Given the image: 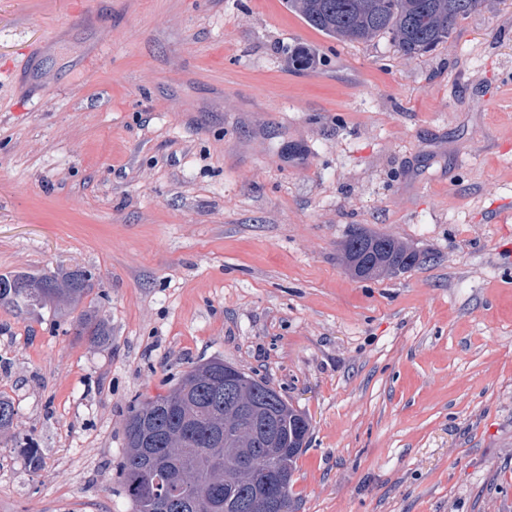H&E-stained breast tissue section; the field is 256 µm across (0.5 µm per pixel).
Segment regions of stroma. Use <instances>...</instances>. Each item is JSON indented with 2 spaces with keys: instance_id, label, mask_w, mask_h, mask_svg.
I'll return each instance as SVG.
<instances>
[{
  "instance_id": "obj_1",
  "label": "stroma",
  "mask_w": 512,
  "mask_h": 512,
  "mask_svg": "<svg viewBox=\"0 0 512 512\" xmlns=\"http://www.w3.org/2000/svg\"><path fill=\"white\" fill-rule=\"evenodd\" d=\"M356 231L423 259L353 278ZM77 269L0 305V512H133L125 418L214 358L308 417L295 512H512V0L415 57L287 0H0V275ZM91 279L92 274L83 270L68 273L61 279L54 274L0 275V303L67 307L85 294Z\"/></svg>"
}]
</instances>
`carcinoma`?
I'll list each match as a JSON object with an SVG mask.
<instances>
[{
    "label": "carcinoma",
    "mask_w": 512,
    "mask_h": 512,
    "mask_svg": "<svg viewBox=\"0 0 512 512\" xmlns=\"http://www.w3.org/2000/svg\"><path fill=\"white\" fill-rule=\"evenodd\" d=\"M484 0H288V8L317 31L336 39L370 41L388 35L406 56L422 55L448 39L459 21L476 12ZM344 260L359 279L406 271L420 255L387 235L356 232L343 246ZM92 274L77 270L54 274L0 275V303L30 307H67L90 287ZM76 329L102 343L108 332L90 314ZM224 385V361L213 359L190 367L164 395L136 401L125 419L126 448L116 469L135 512H210L224 494L254 501L258 486L270 485L292 503L296 461L307 444L306 417L288 406L272 387L247 373L239 396L269 398L265 418L227 440H215L213 426L233 421L234 414L214 395Z\"/></svg>",
    "instance_id": "obj_1"
}]
</instances>
